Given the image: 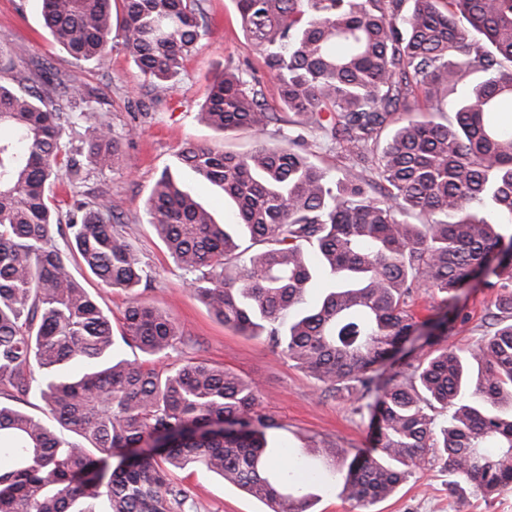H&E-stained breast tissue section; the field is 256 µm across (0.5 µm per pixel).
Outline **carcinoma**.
Returning <instances> with one entry per match:
<instances>
[{
  "label": "carcinoma",
  "instance_id": "obj_1",
  "mask_svg": "<svg viewBox=\"0 0 512 512\" xmlns=\"http://www.w3.org/2000/svg\"><path fill=\"white\" fill-rule=\"evenodd\" d=\"M123 45L154 97L177 90L182 63L209 28L202 0H122ZM246 36L274 79L226 70L198 120L247 130L246 153L185 144L177 167L218 187L232 224L183 191L171 170L146 203L148 222L192 294L224 326L269 344L334 391L369 405L373 453L350 464L328 442L269 447L279 428L256 385L222 367L154 359L181 340L177 324L136 288L146 263L105 199L50 204L62 169L122 166L86 96L60 82L0 79V394L39 389L56 425L0 402V512H184L189 488L171 470L221 476L269 512H309L318 457L341 493L390 496L437 450L451 480L476 495L512 490V263L498 259L512 224V0H235ZM46 28L79 61L112 50V0H43ZM481 75L457 106L449 93ZM84 122L77 146L66 131ZM275 126L280 143L261 139ZM336 153V174L314 162ZM67 242L68 252L55 245ZM130 295L120 335L69 256ZM477 275L495 291L481 344L440 348L456 312L434 324L422 358L393 357L419 326L412 303L455 294ZM126 346L142 359L120 356ZM477 365L476 380L469 369ZM67 428L78 439L57 432ZM169 438L157 454L135 448ZM119 454L111 468L104 457Z\"/></svg>",
  "mask_w": 512,
  "mask_h": 512
}]
</instances>
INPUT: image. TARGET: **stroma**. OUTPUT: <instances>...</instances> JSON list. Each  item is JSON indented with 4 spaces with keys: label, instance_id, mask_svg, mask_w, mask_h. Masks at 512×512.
I'll return each instance as SVG.
<instances>
[{
    "label": "stroma",
    "instance_id": "1",
    "mask_svg": "<svg viewBox=\"0 0 512 512\" xmlns=\"http://www.w3.org/2000/svg\"><path fill=\"white\" fill-rule=\"evenodd\" d=\"M203 5L209 30L185 59L180 88L159 102L145 88L132 56L122 46L120 9L112 11L110 56L105 64L96 65L73 59L55 42L44 24L42 0H0V61L39 85L76 82L90 95L88 112L109 124L128 159L122 169H85L74 178L57 181L51 202L64 210L74 193L90 200L107 195L113 213L148 265L150 278L141 283L140 292L182 332L176 348L158 359V367L206 361L255 380L264 411L279 424L275 444L298 449L326 440L334 442L345 459L368 454L374 437L369 413L359 410L354 398L329 392L281 351L272 349L267 339L240 335L217 321L191 294L182 270L147 222L145 202L161 172L174 168L175 155L185 142L233 153L247 152L255 144L250 132L220 133L195 120L216 73L228 67L249 73L262 70L260 55L241 28L234 0H203ZM71 271L96 298L113 327H120L128 294L106 287L82 265L72 264ZM493 298L479 284L462 290L458 305L469 320L456 324L442 338V346L475 347ZM173 479L192 491L185 512H267L263 502L215 474L186 470L175 472ZM313 492V512H512V490L487 497L470 492L461 498L452 496L448 474L436 461L412 471L390 497L372 505L341 496L332 482L314 487Z\"/></svg>",
    "mask_w": 512,
    "mask_h": 512
}]
</instances>
